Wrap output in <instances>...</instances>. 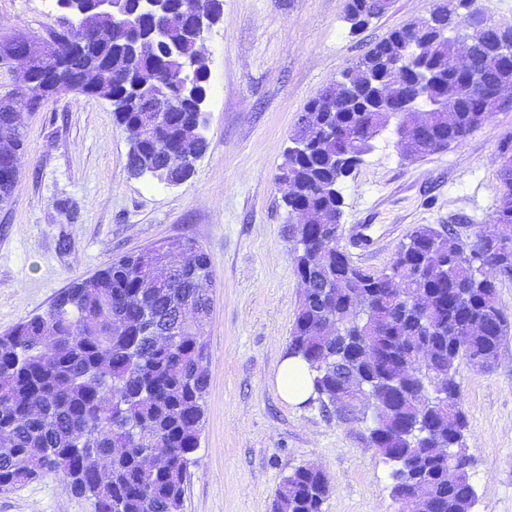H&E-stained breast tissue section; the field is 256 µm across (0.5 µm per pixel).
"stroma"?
Here are the masks:
<instances>
[{"label": "stroma", "instance_id": "obj_1", "mask_svg": "<svg viewBox=\"0 0 512 512\" xmlns=\"http://www.w3.org/2000/svg\"><path fill=\"white\" fill-rule=\"evenodd\" d=\"M344 5L224 0L205 43L208 148L181 184L129 175V135L103 100L69 93L23 116L20 174L0 207V334L113 259L184 238L211 257L210 383L183 512H273L283 478L306 464L330 480L323 512H398L391 469L364 424L340 423L315 402L289 403L275 382L303 291L277 180L295 116L371 44L428 17L435 0H392L354 34ZM62 26L45 0H0V36L46 38ZM509 132L512 109L413 161L401 158L394 135L379 137L342 186L341 244L354 264L388 268L421 224L465 241L492 230L497 148ZM456 380L469 421L471 512H512V333L491 370L462 361ZM0 512L94 508L48 476L0 491Z\"/></svg>", "mask_w": 512, "mask_h": 512}]
</instances>
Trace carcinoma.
<instances>
[{
	"instance_id": "obj_1",
	"label": "carcinoma",
	"mask_w": 512,
	"mask_h": 512,
	"mask_svg": "<svg viewBox=\"0 0 512 512\" xmlns=\"http://www.w3.org/2000/svg\"><path fill=\"white\" fill-rule=\"evenodd\" d=\"M456 0L437 5L438 25L413 22L370 47L306 106L312 126L291 137L281 170L295 182L284 206L314 219L298 229L294 263L299 277L327 290L329 306L299 305L287 355L307 363L313 396L323 411L333 407L345 381L385 409L370 445L391 466V495L415 512H470L475 490L466 446L468 420L459 405L457 363L491 369L512 323L498 302L499 257L480 240L465 244L450 231L421 224L395 253L394 278L368 273L327 239L340 223L341 186L374 148L377 136L412 125L416 160L463 141L490 113L496 85L512 84V59L495 45L473 44L466 67L457 65L459 44L472 34ZM212 0H173L166 24L178 30L191 12ZM387 12L380 0H346L345 20L355 33ZM96 37L62 28L44 73L65 79L76 93L97 99L112 94L116 125L150 119L160 84L181 81L185 59L199 53L188 35L179 52L136 57L121 39L146 36L150 21L119 29L111 19L95 24ZM405 84L416 112H395L390 84ZM448 100L451 113L440 110ZM197 112L187 98L165 113L140 143V169L166 182L193 174L207 149L196 134ZM26 133L20 113L0 111V206L12 197ZM170 151L182 164L167 163ZM512 216V165L498 170L497 203ZM175 273L160 284L154 268ZM210 258L192 239L171 242L113 260L77 278L48 309L20 320L0 335V489L47 475L91 502L94 512H182L193 454L199 447L209 387L208 351L201 340L212 298L203 288ZM176 330L175 345L157 341ZM336 340L328 341L330 332ZM431 382L447 399L430 404L421 393ZM166 448L164 463L143 465L152 448ZM110 472L98 478L99 457ZM330 492L326 473L302 465L284 477L273 512H323Z\"/></svg>"
}]
</instances>
